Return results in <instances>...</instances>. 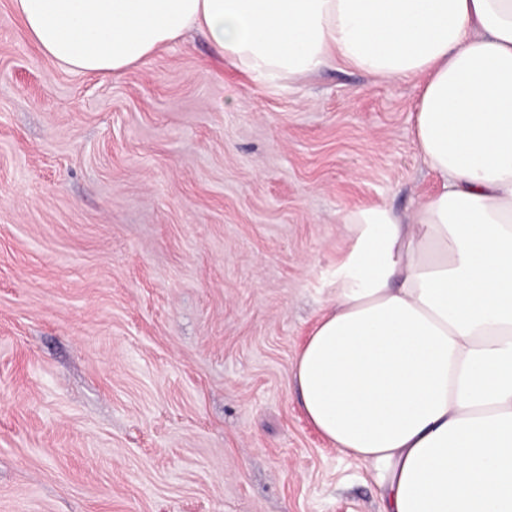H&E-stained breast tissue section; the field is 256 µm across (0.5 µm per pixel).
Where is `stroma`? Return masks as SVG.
I'll use <instances>...</instances> for the list:
<instances>
[{"label": "stroma", "mask_w": 512, "mask_h": 512, "mask_svg": "<svg viewBox=\"0 0 512 512\" xmlns=\"http://www.w3.org/2000/svg\"><path fill=\"white\" fill-rule=\"evenodd\" d=\"M419 93L270 91L199 32L78 74L0 0V512H380L293 366L344 214L435 187Z\"/></svg>", "instance_id": "stroma-1"}]
</instances>
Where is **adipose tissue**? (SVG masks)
I'll list each match as a JSON object with an SVG mask.
<instances>
[{
  "label": "adipose tissue",
  "mask_w": 512,
  "mask_h": 512,
  "mask_svg": "<svg viewBox=\"0 0 512 512\" xmlns=\"http://www.w3.org/2000/svg\"><path fill=\"white\" fill-rule=\"evenodd\" d=\"M61 67L117 74L193 31L277 90L344 63L422 77L437 188L345 214L332 307L293 377L383 512H512V0H13Z\"/></svg>",
  "instance_id": "obj_1"
}]
</instances>
